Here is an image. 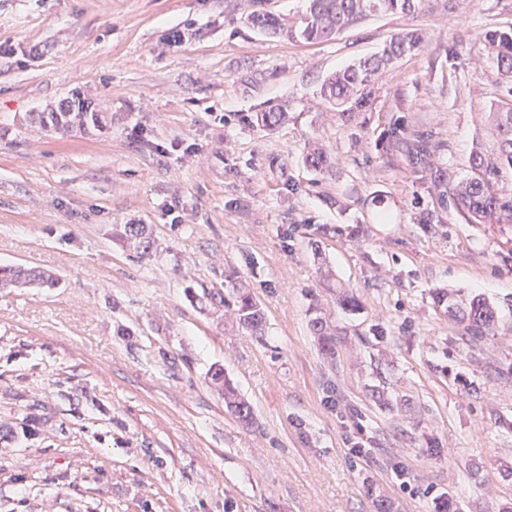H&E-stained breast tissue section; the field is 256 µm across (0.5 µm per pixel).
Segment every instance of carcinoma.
Here are the masks:
<instances>
[{
  "instance_id": "1",
  "label": "carcinoma",
  "mask_w": 512,
  "mask_h": 512,
  "mask_svg": "<svg viewBox=\"0 0 512 512\" xmlns=\"http://www.w3.org/2000/svg\"><path fill=\"white\" fill-rule=\"evenodd\" d=\"M425 5L426 0H307L306 10L289 26L282 23L279 16L263 9L252 11L247 24L266 37L285 35L293 41L325 42L369 16H414L425 10ZM424 42L425 36L419 29L395 34L382 50L327 76L320 85L321 98L336 109L342 120L352 122L371 110L374 90L381 76L397 61L417 54ZM483 43L491 52L500 74L512 81V27L486 31ZM491 116L497 135V152L489 153L481 146L474 147L468 158L470 175L452 184L448 183V169L434 165L431 160L434 151L430 146L409 138L401 125L392 123L383 129L378 146L387 154L404 156L415 171L429 172L428 189L441 207L453 205L467 215L472 224H498L504 215H512V198L506 199L499 190V183L512 174V102L497 105ZM106 119L104 112H35L29 117L30 122L61 135L99 128ZM287 120V107L282 104L246 116L248 125L261 126L268 131L275 130ZM304 162L319 173L333 168L331 156L317 144L308 146ZM122 237L137 255L147 256L153 249L154 241L143 224L124 225ZM236 279L235 272L225 275V281L231 283V289L226 293L205 288L202 296L194 293L191 298L217 311L224 310L235 318L243 331L261 337L266 325L264 310L251 292L234 285ZM17 284L55 288L59 279L39 267L0 265V288ZM436 300L449 320L465 324L470 339L479 340L496 333L498 312L486 298L466 297L459 290L443 288L436 293ZM309 328L312 335L318 337L322 353L334 356L336 332L327 320L316 315L309 320ZM209 375L212 384L224 392L226 408L240 422L248 426L255 424L252 405L239 397L232 380L224 374V368L216 366L209 370Z\"/></svg>"
}]
</instances>
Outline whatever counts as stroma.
I'll return each mask as SVG.
<instances>
[{
    "mask_svg": "<svg viewBox=\"0 0 512 512\" xmlns=\"http://www.w3.org/2000/svg\"><path fill=\"white\" fill-rule=\"evenodd\" d=\"M306 5L0 0V264L60 278L0 289V512H439L448 496L512 512V224L452 208L417 223L435 198L375 148L395 121L432 135L454 181L475 139L495 151L488 112L508 85L480 35L512 26V0L370 17L320 43L246 25ZM412 28L422 50L381 79L365 124L343 122L322 80ZM75 91L106 127L29 123ZM269 104L286 124L242 122ZM312 139L332 172L306 166ZM127 224L149 225L148 256ZM231 271L265 310L263 339L190 298ZM445 285L494 301L497 334L469 341L436 304ZM343 289L358 310L337 307ZM215 365L255 426L225 409ZM122 237L137 255L147 256L153 249L154 241L143 224L124 225ZM309 328L313 336H318L320 350L328 357H332L336 353V332L327 320L316 315L309 320Z\"/></svg>",
    "mask_w": 512,
    "mask_h": 512,
    "instance_id": "1",
    "label": "stroma"
}]
</instances>
